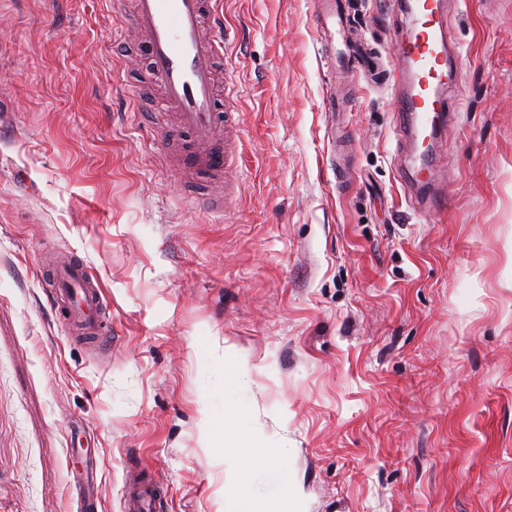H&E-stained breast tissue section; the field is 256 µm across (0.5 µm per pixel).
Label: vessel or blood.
<instances>
[{
  "label": "vessel or blood",
  "instance_id": "obj_1",
  "mask_svg": "<svg viewBox=\"0 0 512 512\" xmlns=\"http://www.w3.org/2000/svg\"><path fill=\"white\" fill-rule=\"evenodd\" d=\"M407 18V25L394 34L400 53L397 72L370 67L375 54L367 44L348 47L347 56L352 75L373 71L392 79L393 107L400 125L408 128L410 139L425 144L424 152L412 149L397 154V167L413 173L420 187L415 201L426 209L448 202L446 182L421 157L433 155L440 146L452 44L443 0H413ZM131 23L146 40L150 82L176 115L175 129L159 137L160 154L178 146V164L195 183L220 177L225 195L237 197V144L219 141L222 130L235 123L236 76L232 66L218 64L225 46L237 39L235 29L224 21L217 0H136ZM316 23L322 34L321 55L333 62L336 28L343 23L337 0H319ZM50 294L70 335L96 352L111 345L102 286L77 253H65L52 265ZM161 497L159 486L133 478L124 512H156Z\"/></svg>",
  "mask_w": 512,
  "mask_h": 512
}]
</instances>
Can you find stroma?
Returning <instances> with one entry per match:
<instances>
[{
  "label": "stroma",
  "mask_w": 512,
  "mask_h": 512,
  "mask_svg": "<svg viewBox=\"0 0 512 512\" xmlns=\"http://www.w3.org/2000/svg\"><path fill=\"white\" fill-rule=\"evenodd\" d=\"M401 0H347L387 68ZM239 42L238 201L158 157L131 0H0V512L239 502L236 441L288 451V512H512V0H446L462 91L445 209L396 176L392 90L322 62L313 0H220ZM344 111L323 108L324 92ZM77 251L116 345L58 318L45 262ZM241 359L239 426L212 366ZM131 484L124 500V512H155L162 497L159 486L140 479L138 474L132 478Z\"/></svg>",
  "instance_id": "1"
}]
</instances>
